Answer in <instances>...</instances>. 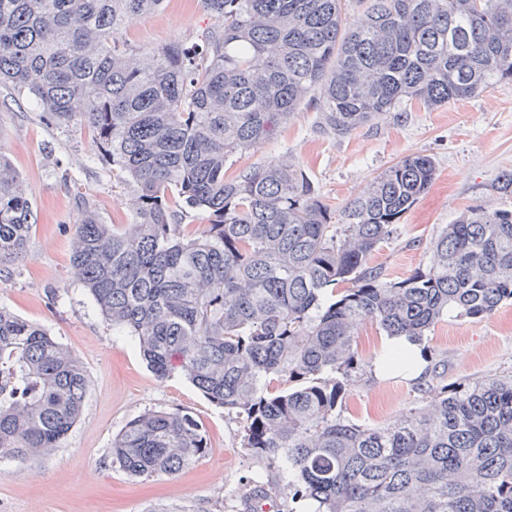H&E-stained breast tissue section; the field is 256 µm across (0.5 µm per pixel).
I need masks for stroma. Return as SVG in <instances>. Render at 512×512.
Masks as SVG:
<instances>
[{
	"instance_id": "obj_1",
	"label": "stroma",
	"mask_w": 512,
	"mask_h": 512,
	"mask_svg": "<svg viewBox=\"0 0 512 512\" xmlns=\"http://www.w3.org/2000/svg\"><path fill=\"white\" fill-rule=\"evenodd\" d=\"M214 20L202 0H164L158 12L133 22L125 37L148 51L178 41L198 42ZM0 153L25 180L37 216L27 258L0 267V306L47 329L81 360L90 380L83 414L60 448L26 463L0 460V512H148L151 505L190 512H238L247 481L264 472L241 448L235 415L211 405L180 373L157 379L133 337L112 329L71 272L72 227L85 209L108 224H127L130 188L100 161L87 130L61 128L22 94L0 87ZM433 158L436 176L399 221L373 264L402 279L428 262L441 228L469 209L512 207L495 189L512 171V81L434 109L399 105L349 134L319 128V114L300 107L276 135L227 163L228 175L283 157L297 162L320 197L341 209L401 158ZM364 367L342 410L359 424L387 425L419 405L417 377L377 370L387 338L372 320L356 331ZM427 379L452 388L512 375V302L471 319L450 313L424 337ZM180 409L202 423L205 454L182 471L146 480L113 464V438L148 409Z\"/></svg>"
}]
</instances>
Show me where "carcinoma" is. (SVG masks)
Masks as SVG:
<instances>
[{
    "instance_id": "cac0c4a2",
    "label": "carcinoma",
    "mask_w": 512,
    "mask_h": 512,
    "mask_svg": "<svg viewBox=\"0 0 512 512\" xmlns=\"http://www.w3.org/2000/svg\"><path fill=\"white\" fill-rule=\"evenodd\" d=\"M164 0H0V86L60 127L88 130L133 183V223L90 209L71 269L154 375L178 368L241 418V447L288 475L301 512H512V376L454 390L423 381L395 424L338 406L359 370L354 328L422 342L444 315L483 318L512 301V210L470 209L395 281L373 253L432 183L410 154L336 211L284 157L229 178L303 105L344 135L402 102L437 108L512 80V0H202L201 42L143 52L123 40ZM207 214L196 229L186 211ZM36 224L21 174L0 154V265L25 258ZM348 288L330 300L327 291ZM89 380L76 355L0 307V459L60 447ZM208 448L189 413L148 410L112 440L131 476L173 475ZM246 512L274 508L257 476Z\"/></svg>"
}]
</instances>
